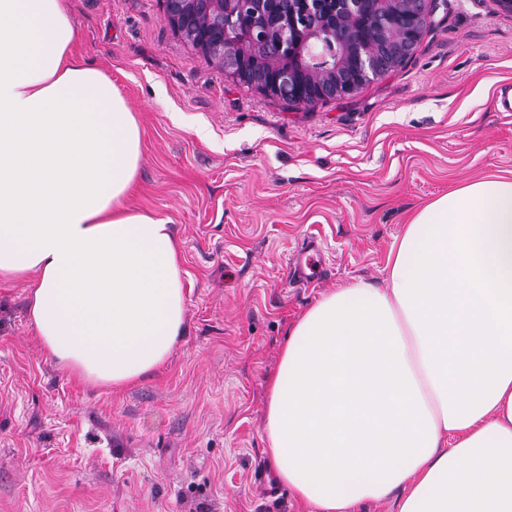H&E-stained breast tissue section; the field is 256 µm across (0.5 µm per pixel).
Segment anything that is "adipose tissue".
<instances>
[{
  "label": "adipose tissue",
  "mask_w": 512,
  "mask_h": 512,
  "mask_svg": "<svg viewBox=\"0 0 512 512\" xmlns=\"http://www.w3.org/2000/svg\"><path fill=\"white\" fill-rule=\"evenodd\" d=\"M137 116L77 53L64 0H0V279L67 376H153L188 327L181 242L133 210ZM263 429L308 512H512V171L412 214L382 283L297 319Z\"/></svg>",
  "instance_id": "adipose-tissue-1"
}]
</instances>
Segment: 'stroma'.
<instances>
[{"label": "stroma", "instance_id": "obj_1", "mask_svg": "<svg viewBox=\"0 0 512 512\" xmlns=\"http://www.w3.org/2000/svg\"><path fill=\"white\" fill-rule=\"evenodd\" d=\"M84 62L142 129L130 207L183 242L188 334L152 378L73 382L28 323L29 281L0 282V512H301L263 430L267 377L324 294L379 282L406 216L512 171V15L430 0L412 57L357 94L292 105L225 76L161 0H66ZM328 273L289 263L307 239Z\"/></svg>", "mask_w": 512, "mask_h": 512}]
</instances>
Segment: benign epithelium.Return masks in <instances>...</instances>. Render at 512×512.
I'll return each mask as SVG.
<instances>
[{"label":"benign epithelium","instance_id":"7a95c632","mask_svg":"<svg viewBox=\"0 0 512 512\" xmlns=\"http://www.w3.org/2000/svg\"><path fill=\"white\" fill-rule=\"evenodd\" d=\"M427 0H378L380 4H400L396 11L382 9L370 16L368 33L360 40L349 38L343 27L311 26L301 33H289L283 26L281 46L297 55V79L282 58L258 54L263 16L238 15V0H163L169 23L211 61L233 79L248 78L253 65L268 72L263 92L273 94L292 87L302 104H313L340 92L353 94L364 82L380 74L398 56L408 55L416 42L417 31L428 23ZM233 28L232 48L224 47L219 31L224 21Z\"/></svg>","mask_w":512,"mask_h":512}]
</instances>
